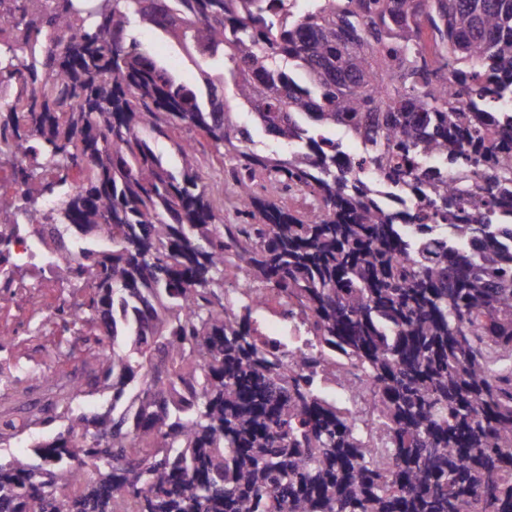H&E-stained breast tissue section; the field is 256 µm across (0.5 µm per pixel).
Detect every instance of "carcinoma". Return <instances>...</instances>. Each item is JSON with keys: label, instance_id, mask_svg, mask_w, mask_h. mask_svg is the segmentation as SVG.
<instances>
[{"label": "carcinoma", "instance_id": "carcinoma-1", "mask_svg": "<svg viewBox=\"0 0 512 512\" xmlns=\"http://www.w3.org/2000/svg\"><path fill=\"white\" fill-rule=\"evenodd\" d=\"M14 24L39 57L13 56L0 130L36 159L27 198L53 200L81 253L59 276L86 294L53 351L77 383L20 389L21 342L0 346V512H512V122L486 108L512 99V0H57ZM242 111L288 151L257 148ZM338 127L405 206L352 182ZM183 130L229 159L249 231ZM432 157L488 178L419 175ZM262 308L299 314L304 346L265 334ZM330 364L373 389L370 418L328 399ZM145 45H149L155 52L166 56L169 64L182 76L188 83H195L198 77L197 69L188 60L186 54L170 47V44L164 39L155 38L150 33H143L140 36Z\"/></svg>", "mask_w": 512, "mask_h": 512}]
</instances>
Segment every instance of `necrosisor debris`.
<instances>
[{"mask_svg": "<svg viewBox=\"0 0 512 512\" xmlns=\"http://www.w3.org/2000/svg\"><path fill=\"white\" fill-rule=\"evenodd\" d=\"M31 161L0 136V195L20 204L14 223L0 224V341L26 335L33 323L38 339L57 335L60 314L73 319L80 314L72 286L56 276L57 266L77 260V248L60 250L51 244L49 205L35 211L22 207L26 187L14 172Z\"/></svg>", "mask_w": 512, "mask_h": 512, "instance_id": "obj_1", "label": "necrosis or debris"}]
</instances>
